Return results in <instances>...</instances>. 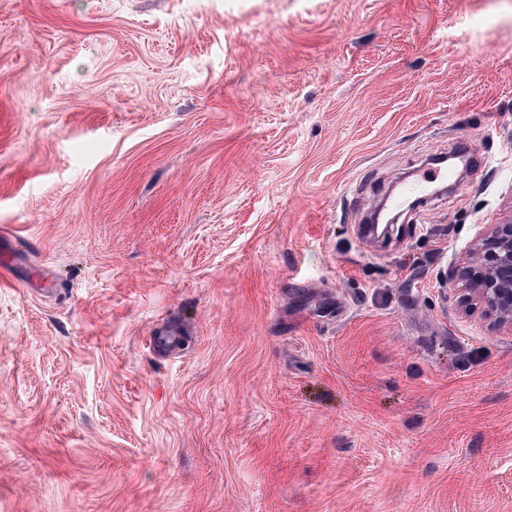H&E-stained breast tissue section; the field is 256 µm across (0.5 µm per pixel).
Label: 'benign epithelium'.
<instances>
[{"instance_id":"7a95c632","label":"benign epithelium","mask_w":512,"mask_h":512,"mask_svg":"<svg viewBox=\"0 0 512 512\" xmlns=\"http://www.w3.org/2000/svg\"><path fill=\"white\" fill-rule=\"evenodd\" d=\"M449 278L463 283L465 302L512 330V221L484 228Z\"/></svg>"}]
</instances>
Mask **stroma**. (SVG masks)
<instances>
[{"label": "stroma", "mask_w": 512, "mask_h": 512, "mask_svg": "<svg viewBox=\"0 0 512 512\" xmlns=\"http://www.w3.org/2000/svg\"><path fill=\"white\" fill-rule=\"evenodd\" d=\"M511 220L512 0H0V512H512ZM451 280L463 283V300L498 327L512 330V220L489 224L475 238Z\"/></svg>", "instance_id": "stroma-1"}]
</instances>
